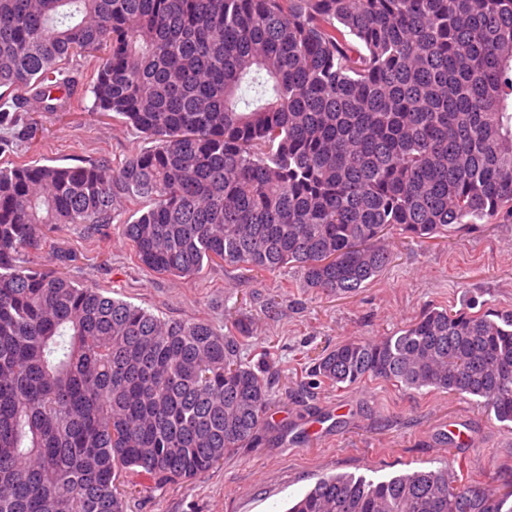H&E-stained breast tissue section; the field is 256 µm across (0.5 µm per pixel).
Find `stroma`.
<instances>
[{
	"label": "stroma",
	"instance_id": "obj_1",
	"mask_svg": "<svg viewBox=\"0 0 512 512\" xmlns=\"http://www.w3.org/2000/svg\"><path fill=\"white\" fill-rule=\"evenodd\" d=\"M143 141L135 130L91 110L41 114L24 158L76 166L106 157L122 162ZM391 263L350 295L305 287L298 268L276 273L210 265L191 277L159 275L135 261L119 223L102 230L81 224L53 236L39 259L69 255L68 275L107 296L177 321L203 319L218 330L231 320L249 324L257 345L271 352L278 374L276 403L265 441L241 448L213 470L183 483L139 488L126 512H287L324 475L386 478L406 470L449 466L475 473L491 462L512 464V428L477 405L475 397L427 388L401 390L368 381L341 390H302L305 358L348 339H375L406 326L430 307L512 309V219L449 229L421 242L391 230ZM467 436L448 447V431Z\"/></svg>",
	"mask_w": 512,
	"mask_h": 512
}]
</instances>
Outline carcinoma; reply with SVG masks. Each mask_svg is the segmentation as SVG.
<instances>
[{
    "instance_id": "obj_1",
    "label": "carcinoma",
    "mask_w": 512,
    "mask_h": 512,
    "mask_svg": "<svg viewBox=\"0 0 512 512\" xmlns=\"http://www.w3.org/2000/svg\"><path fill=\"white\" fill-rule=\"evenodd\" d=\"M93 110L147 146L119 165L0 166V512H125L271 426L249 328L162 319L32 255L115 220L138 264L297 267L349 294L398 228L512 215V0H0V154L37 113ZM309 389L382 380L512 423V311L428 309L309 359ZM288 512H512L448 467L319 478Z\"/></svg>"
}]
</instances>
